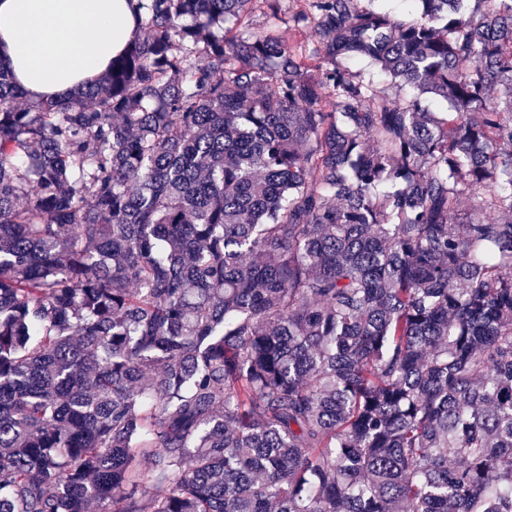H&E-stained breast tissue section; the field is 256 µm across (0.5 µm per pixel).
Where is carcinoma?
<instances>
[{
  "instance_id": "carcinoma-1",
  "label": "carcinoma",
  "mask_w": 512,
  "mask_h": 512,
  "mask_svg": "<svg viewBox=\"0 0 512 512\" xmlns=\"http://www.w3.org/2000/svg\"><path fill=\"white\" fill-rule=\"evenodd\" d=\"M366 1L0 63V512H512V0ZM281 7L276 15L267 8L263 2H258L250 18L249 31L264 34H273L286 39L290 44L298 46L307 39L316 40L319 35L313 24L306 31H294L289 25V16L292 10L305 7L307 0H280ZM342 63L345 66H349L353 70L366 69V72L369 73L371 77H373L378 87L385 89L390 97H394V95L397 94L396 88L392 87L390 77L381 71L378 67L369 66L367 61L357 59H347Z\"/></svg>"
}]
</instances>
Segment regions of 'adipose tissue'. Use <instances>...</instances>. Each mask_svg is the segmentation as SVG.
Wrapping results in <instances>:
<instances>
[{"instance_id": "1", "label": "adipose tissue", "mask_w": 512, "mask_h": 512, "mask_svg": "<svg viewBox=\"0 0 512 512\" xmlns=\"http://www.w3.org/2000/svg\"><path fill=\"white\" fill-rule=\"evenodd\" d=\"M140 0H0V59L33 100L83 92L134 43Z\"/></svg>"}]
</instances>
